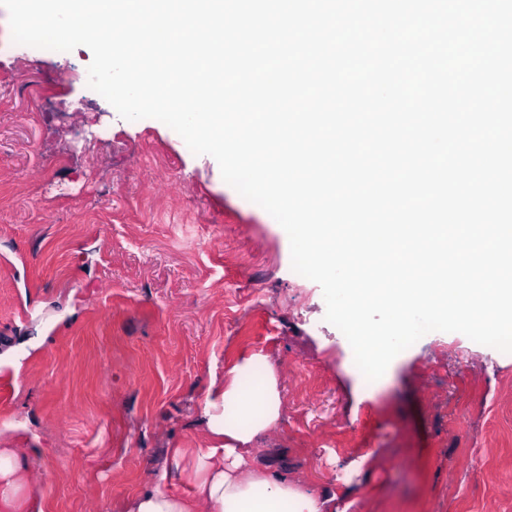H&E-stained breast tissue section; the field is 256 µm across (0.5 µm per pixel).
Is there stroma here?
<instances>
[{
	"label": "stroma",
	"instance_id": "35a3bbf8",
	"mask_svg": "<svg viewBox=\"0 0 512 512\" xmlns=\"http://www.w3.org/2000/svg\"><path fill=\"white\" fill-rule=\"evenodd\" d=\"M92 58H33L0 6V353L33 345L0 366V448L30 449L44 512H126L253 353L281 399L262 461L338 512H512V354L434 331L367 381L285 230L72 81Z\"/></svg>",
	"mask_w": 512,
	"mask_h": 512
}]
</instances>
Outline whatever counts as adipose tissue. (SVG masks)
<instances>
[{
    "instance_id": "1",
    "label": "adipose tissue",
    "mask_w": 512,
    "mask_h": 512,
    "mask_svg": "<svg viewBox=\"0 0 512 512\" xmlns=\"http://www.w3.org/2000/svg\"><path fill=\"white\" fill-rule=\"evenodd\" d=\"M280 406L278 380L264 356L243 357L204 398L210 446L168 451L174 469L185 472L190 494L169 491L164 471L127 512H330L335 493H307L258 462L256 450L277 424ZM28 454L0 448V512H31Z\"/></svg>"
}]
</instances>
